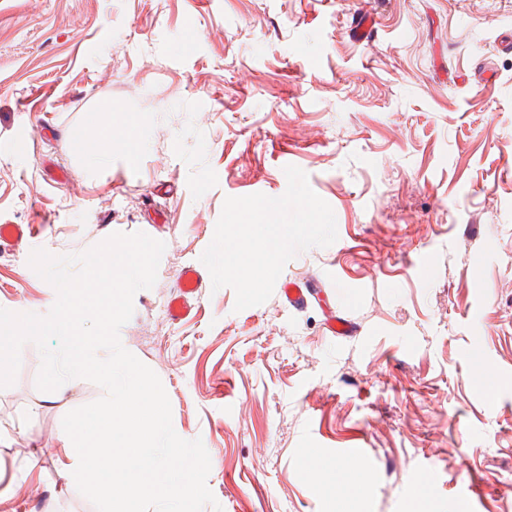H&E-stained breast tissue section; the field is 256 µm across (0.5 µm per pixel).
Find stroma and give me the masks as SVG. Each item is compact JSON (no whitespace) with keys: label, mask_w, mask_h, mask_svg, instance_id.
Masks as SVG:
<instances>
[{"label":"stroma","mask_w":512,"mask_h":512,"mask_svg":"<svg viewBox=\"0 0 512 512\" xmlns=\"http://www.w3.org/2000/svg\"><path fill=\"white\" fill-rule=\"evenodd\" d=\"M362 2L0 0V224L36 231L0 248V308L55 303L29 251L165 242L120 339L209 453L203 512H333L305 455L356 446L355 512H453L474 486L475 512H512V0H373L361 44ZM103 123L108 160L69 150L67 130L94 147ZM288 165L338 234L281 273L307 305L238 312L224 287L171 320L225 198L281 196ZM40 363L26 344L0 389V512H95L60 474L62 419L104 391L38 390Z\"/></svg>","instance_id":"1"}]
</instances>
